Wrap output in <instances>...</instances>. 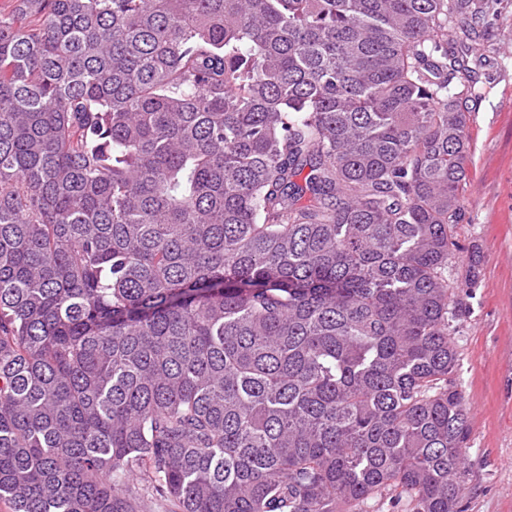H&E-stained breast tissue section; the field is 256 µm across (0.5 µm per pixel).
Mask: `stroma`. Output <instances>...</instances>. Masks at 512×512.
Here are the masks:
<instances>
[{"label":"stroma","mask_w":512,"mask_h":512,"mask_svg":"<svg viewBox=\"0 0 512 512\" xmlns=\"http://www.w3.org/2000/svg\"><path fill=\"white\" fill-rule=\"evenodd\" d=\"M478 97L464 100L471 179L449 263L459 314L451 334L471 426L467 512H512V0L488 16Z\"/></svg>","instance_id":"stroma-1"}]
</instances>
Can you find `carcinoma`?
<instances>
[{"instance_id":"cac0c4a2","label":"carcinoma","mask_w":512,"mask_h":512,"mask_svg":"<svg viewBox=\"0 0 512 512\" xmlns=\"http://www.w3.org/2000/svg\"><path fill=\"white\" fill-rule=\"evenodd\" d=\"M488 3L0 11L12 512H466L448 36Z\"/></svg>"}]
</instances>
